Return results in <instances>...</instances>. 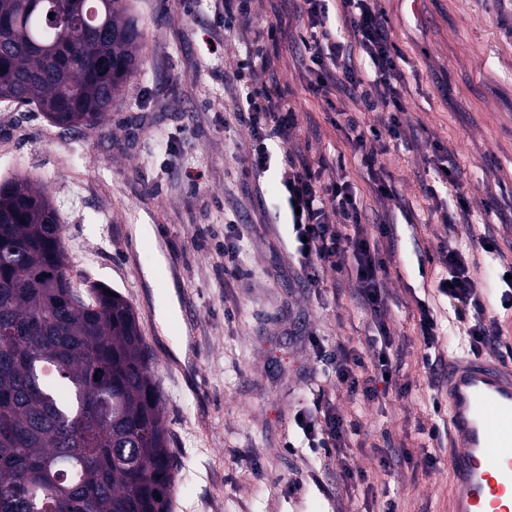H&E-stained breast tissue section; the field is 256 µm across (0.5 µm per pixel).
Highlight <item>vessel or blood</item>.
<instances>
[{
	"mask_svg": "<svg viewBox=\"0 0 512 512\" xmlns=\"http://www.w3.org/2000/svg\"><path fill=\"white\" fill-rule=\"evenodd\" d=\"M448 512H512V363L449 358Z\"/></svg>",
	"mask_w": 512,
	"mask_h": 512,
	"instance_id": "b4317fda",
	"label": "vessel or blood"
}]
</instances>
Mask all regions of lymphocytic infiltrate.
<instances>
[{"instance_id": "1", "label": "lymphocytic infiltrate", "mask_w": 512, "mask_h": 512, "mask_svg": "<svg viewBox=\"0 0 512 512\" xmlns=\"http://www.w3.org/2000/svg\"><path fill=\"white\" fill-rule=\"evenodd\" d=\"M287 2V14H275L268 23L267 40L279 43L286 33V15L304 23L298 50L309 76L308 90L343 116L345 146L359 156L376 197H396L383 163L390 148L410 150L422 144L433 158L432 178L420 182L423 193L433 198L439 187H452L458 208L455 213L443 214V223L449 227L469 223L471 207L455 155L440 140L419 142L405 117V74L395 52L388 15L378 0H340L337 10L331 9L330 0ZM245 56L247 63L242 67L234 58L225 60L224 81L236 90L232 110L248 136L249 170L259 182L271 166H278L284 217L291 226L289 245L308 287H323L326 274L336 273L334 293H350L374 325L377 334L367 351L340 344L326 357L337 388L352 398L374 400L378 384L390 383L402 368V355L393 348L386 321L388 296L382 287L398 245V228L389 213L369 214L359 206V188L348 177L325 179L329 167L326 156L311 159L296 149L299 117L270 74L271 55L249 49ZM260 71L268 73L269 79L258 85L254 77ZM350 102L355 104V111H347ZM364 112L376 113L377 124L362 125L360 115ZM439 264L437 290L462 326L470 352L479 355L498 348L501 327L496 319L485 316V305L470 276L469 250L441 248ZM349 270L355 281L348 289L343 276ZM415 311L418 333L427 349L424 367L437 389L443 365L441 356L432 353L439 339L437 319L424 301H417ZM297 426L310 447L335 449L346 485L365 481L363 472L350 467L346 453L360 434L358 423L328 403L315 412H303Z\"/></svg>"}]
</instances>
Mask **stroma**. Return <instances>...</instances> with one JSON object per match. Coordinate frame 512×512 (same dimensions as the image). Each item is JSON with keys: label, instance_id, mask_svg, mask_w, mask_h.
Here are the masks:
<instances>
[{"label": "stroma", "instance_id": "obj_1", "mask_svg": "<svg viewBox=\"0 0 512 512\" xmlns=\"http://www.w3.org/2000/svg\"><path fill=\"white\" fill-rule=\"evenodd\" d=\"M406 76L407 117L420 140L440 139L464 172L471 228L447 232L437 206L455 208L454 191L425 197L417 178L424 153L393 150L384 158L396 193L409 206L384 286L393 341L406 353L385 395L349 399L336 389L308 343L326 351L365 349L375 329L350 295L306 288L284 247L286 228L268 217L276 188L244 175L249 142L224 106V42L217 0L188 12L178 0H129L142 36L143 70L96 126L63 134L27 106L0 111V180L25 175L47 185L64 226L63 245H79L91 263L72 260L71 281L100 282L127 297L137 313L154 310L146 268L157 255L175 262L177 301L195 314L186 328L189 371L162 368L172 353L159 326L146 330L164 393L170 447L178 465L171 512H377L393 499L399 512H446V414L423 368L425 346L413 317L415 300L434 310L437 351L464 354L459 323L436 290L439 249H473L471 276L486 316L502 327L497 358L512 362V293L496 253L479 248L485 225L512 206V0H380ZM275 67L289 102L303 113L296 145L303 154L344 157V172L363 184L358 158L344 154L336 114L307 89L288 50ZM239 212L244 221L228 225ZM157 227L156 250L136 251L132 228ZM242 242L243 275L224 274V246ZM331 399L358 421L369 446L348 451L364 483L344 490L336 459L308 447L294 423L298 407ZM437 425L436 439L417 432ZM411 453L406 470L384 473L370 450L386 442ZM438 465L425 472L424 459Z\"/></svg>", "mask_w": 512, "mask_h": 512}]
</instances>
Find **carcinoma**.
Returning <instances> with one entry per match:
<instances>
[{
  "label": "carcinoma",
  "instance_id": "carcinoma-1",
  "mask_svg": "<svg viewBox=\"0 0 512 512\" xmlns=\"http://www.w3.org/2000/svg\"><path fill=\"white\" fill-rule=\"evenodd\" d=\"M127 0H0V104L67 134L143 65ZM46 185L0 184V512H169L173 455L130 303L71 285Z\"/></svg>",
  "mask_w": 512,
  "mask_h": 512
}]
</instances>
